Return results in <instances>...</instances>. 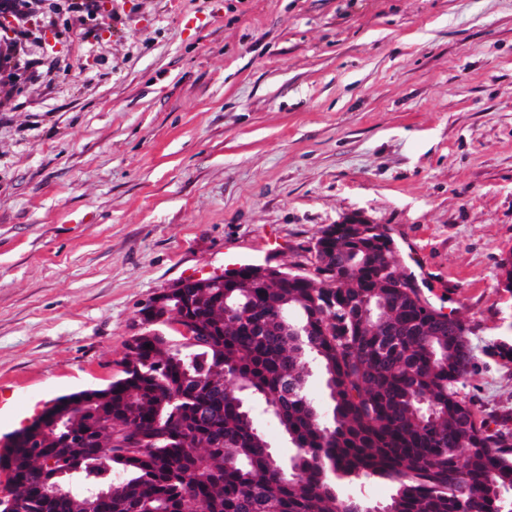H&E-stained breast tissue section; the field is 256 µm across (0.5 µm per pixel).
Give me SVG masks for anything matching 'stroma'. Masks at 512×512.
<instances>
[{"label":"stroma","instance_id":"stroma-1","mask_svg":"<svg viewBox=\"0 0 512 512\" xmlns=\"http://www.w3.org/2000/svg\"><path fill=\"white\" fill-rule=\"evenodd\" d=\"M0 112V449L121 375L189 277L305 263L359 213L468 331L461 388L512 433V0H116Z\"/></svg>","mask_w":512,"mask_h":512}]
</instances>
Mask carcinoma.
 <instances>
[{"instance_id": "1", "label": "carcinoma", "mask_w": 512, "mask_h": 512, "mask_svg": "<svg viewBox=\"0 0 512 512\" xmlns=\"http://www.w3.org/2000/svg\"><path fill=\"white\" fill-rule=\"evenodd\" d=\"M321 252L348 275L324 288L291 270L252 287L212 288L207 307L188 314L210 324L209 341L137 344L141 373L104 389L64 397L51 413L75 406L92 435L118 442L128 421L149 437L134 456L92 450L75 461L68 492L53 490L19 441L0 467L28 496L26 512H81L83 496L112 483V512H365L366 484H393L384 512H512V434L490 432L461 395L475 356L460 322L448 324L414 292L395 287L391 238L380 224L323 229ZM223 366L224 395L209 378ZM324 384L320 412L305 385ZM190 376L194 391L179 406L165 394ZM288 398H282L283 392ZM272 410L294 455L285 462L258 429L252 404ZM196 430L211 448L187 444ZM43 456L68 467L51 440Z\"/></svg>"}]
</instances>
